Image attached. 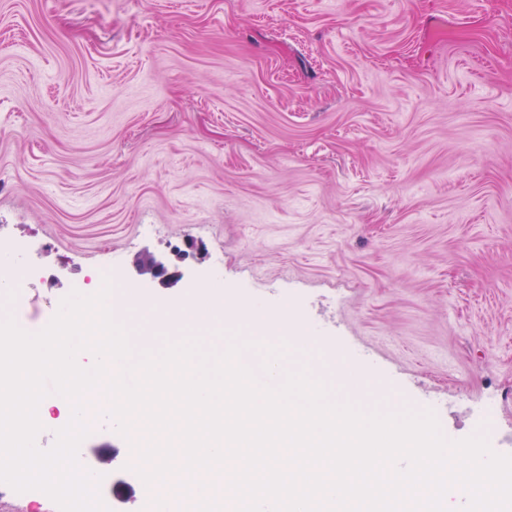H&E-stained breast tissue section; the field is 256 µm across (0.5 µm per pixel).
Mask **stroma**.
<instances>
[{"mask_svg":"<svg viewBox=\"0 0 512 512\" xmlns=\"http://www.w3.org/2000/svg\"><path fill=\"white\" fill-rule=\"evenodd\" d=\"M1 249L62 293L189 305L219 274L366 372L333 400L512 431V0H0Z\"/></svg>","mask_w":512,"mask_h":512,"instance_id":"35a3bbf8","label":"stroma"}]
</instances>
